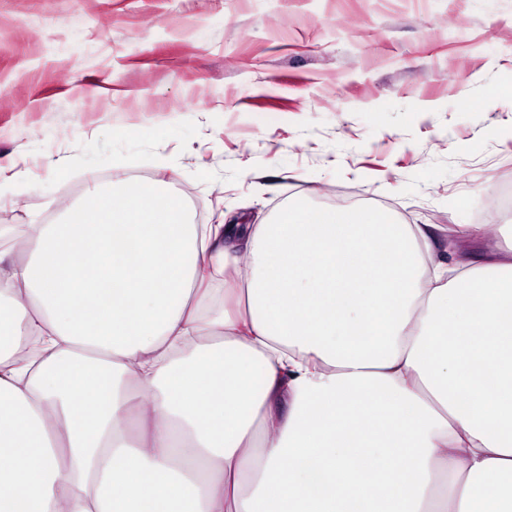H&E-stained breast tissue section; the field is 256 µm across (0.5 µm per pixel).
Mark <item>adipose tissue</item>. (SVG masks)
<instances>
[{"mask_svg": "<svg viewBox=\"0 0 512 512\" xmlns=\"http://www.w3.org/2000/svg\"><path fill=\"white\" fill-rule=\"evenodd\" d=\"M0 233V512H512V253L141 180Z\"/></svg>", "mask_w": 512, "mask_h": 512, "instance_id": "obj_1", "label": "adipose tissue"}]
</instances>
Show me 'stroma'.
Masks as SVG:
<instances>
[{"mask_svg": "<svg viewBox=\"0 0 512 512\" xmlns=\"http://www.w3.org/2000/svg\"><path fill=\"white\" fill-rule=\"evenodd\" d=\"M134 175L207 224L348 194L501 253L512 0H0V223Z\"/></svg>", "mask_w": 512, "mask_h": 512, "instance_id": "stroma-1", "label": "stroma"}]
</instances>
